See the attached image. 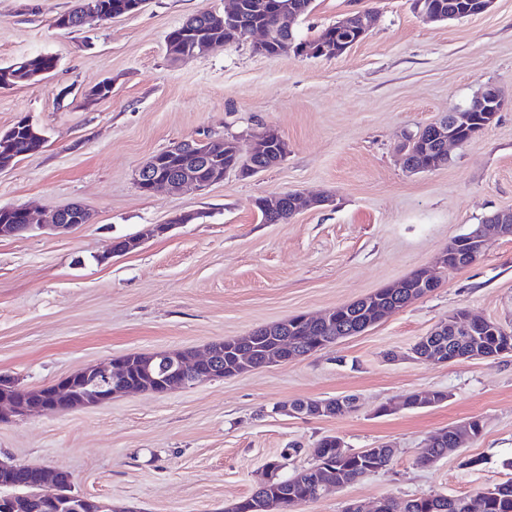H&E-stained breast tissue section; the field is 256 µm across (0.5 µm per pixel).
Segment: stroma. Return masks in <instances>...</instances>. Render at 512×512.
<instances>
[{
    "mask_svg": "<svg viewBox=\"0 0 512 512\" xmlns=\"http://www.w3.org/2000/svg\"><path fill=\"white\" fill-rule=\"evenodd\" d=\"M76 0H0V65L43 54L51 75L0 88V130L22 118L43 147L0 171V206L36 215L77 202L91 223L0 238V374L21 386L57 383L134 352L205 351L261 326L317 316L434 267L455 237L512 210V0L485 13L423 21L412 0H314L296 25L310 40L346 13L369 10L367 36L335 58L262 55L252 38L174 60L166 37L227 0H146L136 13L53 25ZM112 83L110 99L85 92ZM487 85L505 105L496 121L451 147L445 166L407 172L398 147ZM279 131L288 154L250 177L179 194L142 192L137 169L171 143L232 139L248 148ZM293 191L329 197L285 224H265L256 198ZM193 214L136 250L112 241ZM442 285L366 331L298 360L164 394L43 411L0 423V460L49 466L77 492L129 512H224L251 494L267 462L308 466L322 436L346 450L391 446L382 470L299 512L371 508L382 497L476 495L512 481V353L435 364L411 349L450 312L512 325V237L491 236L483 257L442 273ZM443 403L382 413L405 395ZM354 396L342 416L295 414V400ZM480 419V437L434 465L428 439Z\"/></svg>",
    "mask_w": 512,
    "mask_h": 512,
    "instance_id": "35a3bbf8",
    "label": "stroma"
}]
</instances>
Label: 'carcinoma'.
<instances>
[{"label": "carcinoma", "mask_w": 512, "mask_h": 512, "mask_svg": "<svg viewBox=\"0 0 512 512\" xmlns=\"http://www.w3.org/2000/svg\"><path fill=\"white\" fill-rule=\"evenodd\" d=\"M131 0H78V5L54 18L53 25L59 29L79 27V18L87 10H97L105 19L122 16L129 9ZM288 3L295 10V18H300L312 10L314 0H241V15L245 26H264L274 23L280 13V6ZM473 0H432L436 10L443 16L452 14L460 19L469 16ZM334 26L329 25L311 41L296 39L294 28H285L279 39L286 41L295 51L304 47L318 48L333 40ZM224 13L209 11L200 17H191L180 26L171 30L167 36L166 49L174 59H186L199 55L201 42L207 41L212 47L224 46ZM58 59L52 54L40 55L31 60L19 62V66L0 67V87L15 84L18 80L34 74L43 78L57 69ZM470 123L457 130L462 141H469L497 120L493 112H470ZM43 143L42 132L35 125L22 119L13 125L8 142L0 147V165L13 166L23 157L37 152ZM280 136H271L259 146L255 153L243 160L233 151V140H227L225 155L213 167L206 168L202 174L211 176L215 170L238 171L250 176L278 164L284 159L277 148L281 144ZM407 162L411 168L420 172L436 170L448 163V156L430 139L422 138L414 142ZM293 192L280 194L281 206L274 210L268 207L269 198L255 199L254 206L265 224H281L293 213ZM470 247L460 245L458 240L451 241L448 249L440 257L442 268L460 269L468 263ZM428 271L417 270L400 280V287L381 288L366 297L341 305L331 311L328 321L322 326L312 327L305 322V316L296 315L283 321L267 325L256 330L255 344L248 353L256 354L264 347L277 345L282 338H288L282 350L288 359L304 357L336 343L338 340L355 336L383 319L386 312H394L407 304L426 296L424 284ZM512 344V330L500 328V323L490 321L474 326L471 331L455 335L448 329L437 328L427 336L421 337L413 349L426 358L444 360L451 358H492L500 355L507 344ZM216 352L223 377L230 378L242 371L245 352L237 344V339H226L211 345ZM144 353H129L120 358L124 365L121 378L127 388L143 383L141 374ZM448 394L440 391L412 393L399 403H390L381 408L384 413L399 408L417 409L440 403ZM355 399L350 396L329 400L296 401L290 403V411L308 415H344L354 409ZM459 433L446 430L432 437L417 457V464L425 467L432 461L448 454V448L455 443ZM392 456V449L372 448L365 452H349L342 448L340 438L333 435L321 437L313 449V463L295 471L289 476H279L269 482L264 481L249 496L244 497L224 509V512H298L299 507L314 497L316 487L323 481L334 483L342 488L367 474L378 471L384 456ZM469 497L459 495L448 497L436 493L416 495L403 505L401 512H469ZM482 512H512V482L500 484L483 492Z\"/></svg>", "instance_id": "obj_1"}]
</instances>
